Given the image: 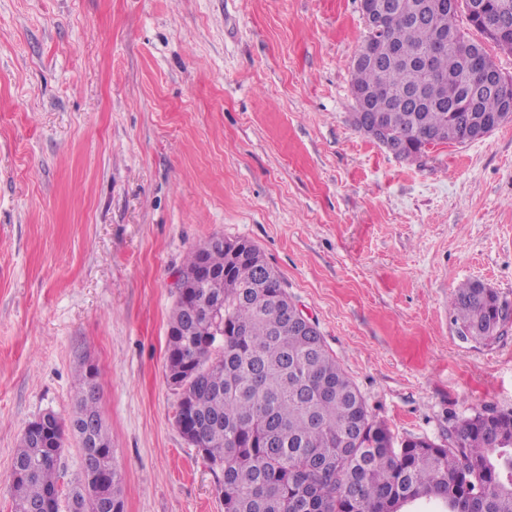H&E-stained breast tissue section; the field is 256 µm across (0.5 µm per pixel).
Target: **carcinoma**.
Here are the masks:
<instances>
[{
	"label": "carcinoma",
	"mask_w": 512,
	"mask_h": 512,
	"mask_svg": "<svg viewBox=\"0 0 512 512\" xmlns=\"http://www.w3.org/2000/svg\"><path fill=\"white\" fill-rule=\"evenodd\" d=\"M478 4L472 17L468 0H391L378 62L350 63L351 87L376 91L364 120L384 129L405 161L432 135L443 145L465 141L469 113L454 103L473 80L461 51L478 40L459 16L482 34L502 29L512 44V0ZM441 33L453 40L435 56L437 74L430 75L410 57ZM442 75L457 79L456 88L443 89ZM477 108L508 119L492 93L480 94ZM242 245L234 254L229 241L206 243L188 256L167 348V376L184 374L175 422L195 430L193 446L220 471L224 512H512V412L464 416L446 444L421 437L395 442L320 332L295 330L288 292L259 248ZM202 263L222 279L191 277ZM218 303L221 335L209 321ZM449 303L460 333L483 341L501 334L512 308L479 280L460 285ZM96 400L81 390L69 419L45 414L40 442L21 437L9 475L14 512L29 505L58 512L56 451L66 433L84 435L94 418L89 441L111 450ZM67 498L82 512H108L87 477H78Z\"/></svg>",
	"instance_id": "carcinoma-1"
}]
</instances>
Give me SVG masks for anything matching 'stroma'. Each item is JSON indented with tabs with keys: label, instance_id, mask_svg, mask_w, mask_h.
Segmentation results:
<instances>
[{
	"label": "stroma",
	"instance_id": "stroma-1",
	"mask_svg": "<svg viewBox=\"0 0 512 512\" xmlns=\"http://www.w3.org/2000/svg\"><path fill=\"white\" fill-rule=\"evenodd\" d=\"M358 0H0V512L26 426L92 369L124 512H224L175 423L174 286L256 245L396 439L512 411V121L397 160L353 124ZM449 303L462 337L471 336L483 341L493 340L501 334L508 318V307L512 310L511 301L479 280L460 285L451 294Z\"/></svg>",
	"mask_w": 512,
	"mask_h": 512
}]
</instances>
